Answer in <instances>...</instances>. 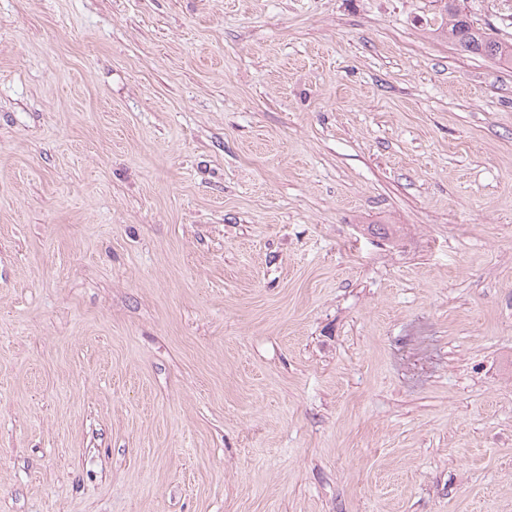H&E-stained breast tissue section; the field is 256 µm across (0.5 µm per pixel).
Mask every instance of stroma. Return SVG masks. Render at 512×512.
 <instances>
[{
	"label": "stroma",
	"mask_w": 512,
	"mask_h": 512,
	"mask_svg": "<svg viewBox=\"0 0 512 512\" xmlns=\"http://www.w3.org/2000/svg\"><path fill=\"white\" fill-rule=\"evenodd\" d=\"M447 20L0 0V512H512V62Z\"/></svg>",
	"instance_id": "obj_1"
}]
</instances>
